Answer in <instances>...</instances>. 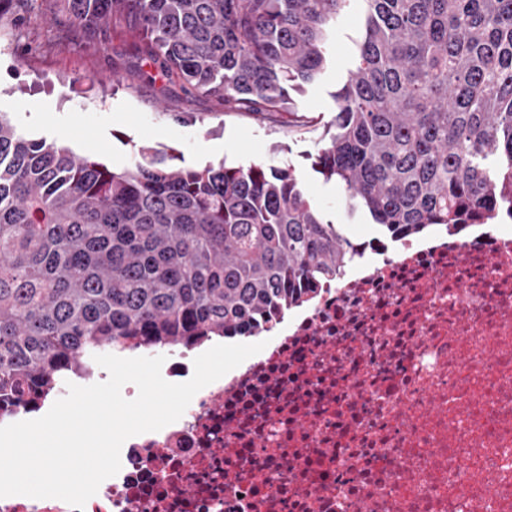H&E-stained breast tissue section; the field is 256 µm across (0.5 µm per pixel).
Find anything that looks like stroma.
<instances>
[{"label":"stroma","mask_w":512,"mask_h":512,"mask_svg":"<svg viewBox=\"0 0 512 512\" xmlns=\"http://www.w3.org/2000/svg\"><path fill=\"white\" fill-rule=\"evenodd\" d=\"M363 23L364 6L353 0L336 21L331 65L294 96L303 120L293 127L225 110L222 99L168 79L135 51L127 27L78 28L53 0H26L0 15V116L26 137L93 152L117 170L131 167L142 144L186 167L289 164L329 219L367 237L366 217L348 212L340 186L310 160L327 140L333 94L353 67Z\"/></svg>","instance_id":"obj_1"}]
</instances>
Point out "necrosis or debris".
<instances>
[{
	"instance_id": "obj_1",
	"label": "necrosis or debris",
	"mask_w": 512,
	"mask_h": 512,
	"mask_svg": "<svg viewBox=\"0 0 512 512\" xmlns=\"http://www.w3.org/2000/svg\"><path fill=\"white\" fill-rule=\"evenodd\" d=\"M354 241L297 322L127 439L82 512H512V226Z\"/></svg>"
}]
</instances>
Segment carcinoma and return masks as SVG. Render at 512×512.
Instances as JSON below:
<instances>
[{"label":"carcinoma","mask_w":512,"mask_h":512,"mask_svg":"<svg viewBox=\"0 0 512 512\" xmlns=\"http://www.w3.org/2000/svg\"><path fill=\"white\" fill-rule=\"evenodd\" d=\"M125 24L164 75L237 112L290 115L352 0H57ZM335 132L311 156L378 239L512 220V0H361ZM131 168L30 140L0 116V406L94 356L249 336L336 279L352 245L294 167Z\"/></svg>","instance_id":"obj_1"}]
</instances>
